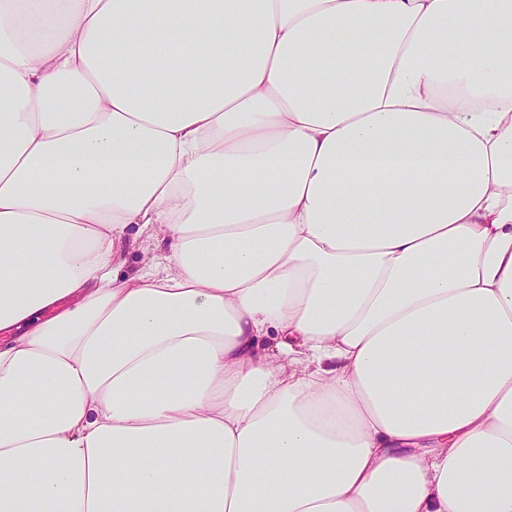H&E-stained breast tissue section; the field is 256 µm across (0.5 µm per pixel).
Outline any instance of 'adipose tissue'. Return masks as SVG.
<instances>
[{"label": "adipose tissue", "mask_w": 512, "mask_h": 512, "mask_svg": "<svg viewBox=\"0 0 512 512\" xmlns=\"http://www.w3.org/2000/svg\"><path fill=\"white\" fill-rule=\"evenodd\" d=\"M0 512H512V0L0 9ZM126 239L128 247L124 272L135 273L144 268L150 259H152V265L160 264V270L165 265L164 256L167 251L163 247L155 248L152 244L144 241L145 235L140 233L139 225L131 224L126 229Z\"/></svg>", "instance_id": "1"}]
</instances>
